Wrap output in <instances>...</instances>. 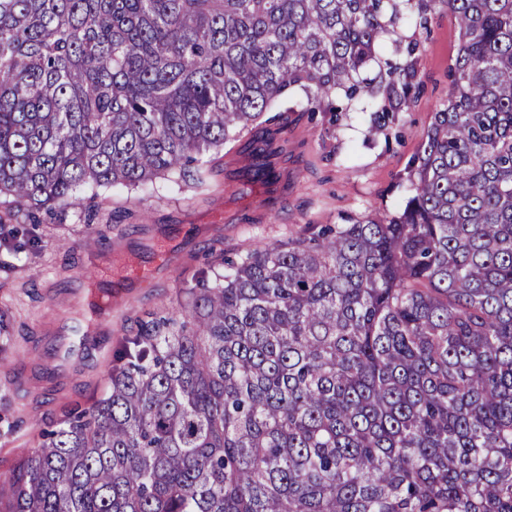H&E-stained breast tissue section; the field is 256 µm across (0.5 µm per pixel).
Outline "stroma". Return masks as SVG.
<instances>
[{"label":"stroma","mask_w":512,"mask_h":512,"mask_svg":"<svg viewBox=\"0 0 512 512\" xmlns=\"http://www.w3.org/2000/svg\"><path fill=\"white\" fill-rule=\"evenodd\" d=\"M458 49L448 15L435 16L426 32L397 20L369 71L413 59L418 100L389 113L374 136L379 101L369 96H340L342 113L289 122L288 186L273 195L243 192L242 156L213 150L201 158V180L86 189L38 224L1 197L0 224H28L34 245L13 254L0 239V309L12 336L0 351V476L66 406L103 394L113 348L136 318L175 308L182 288L207 272L214 241L243 253L309 226L397 211L431 115L448 97ZM244 213L250 221H241Z\"/></svg>","instance_id":"obj_1"}]
</instances>
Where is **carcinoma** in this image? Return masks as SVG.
<instances>
[{
  "label": "carcinoma",
  "mask_w": 512,
  "mask_h": 512,
  "mask_svg": "<svg viewBox=\"0 0 512 512\" xmlns=\"http://www.w3.org/2000/svg\"><path fill=\"white\" fill-rule=\"evenodd\" d=\"M445 11L454 81L402 210L137 322L0 512H512V0H0V196L194 181L226 147L269 186L289 86L405 106L413 63L366 68L402 13Z\"/></svg>",
  "instance_id": "cac0c4a2"
}]
</instances>
